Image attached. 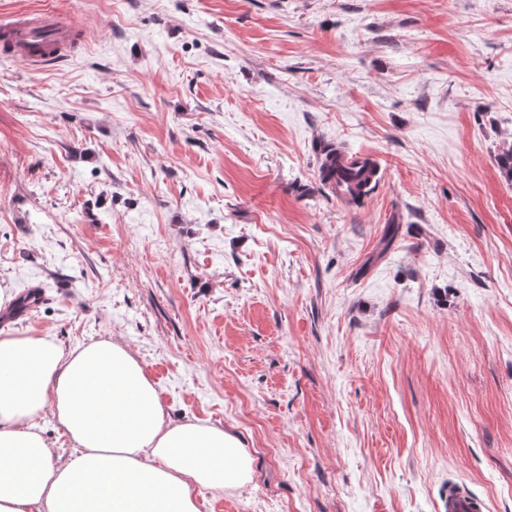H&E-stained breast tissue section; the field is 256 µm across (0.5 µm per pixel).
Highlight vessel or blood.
Returning <instances> with one entry per match:
<instances>
[{
  "label": "vessel or blood",
  "instance_id": "1",
  "mask_svg": "<svg viewBox=\"0 0 512 512\" xmlns=\"http://www.w3.org/2000/svg\"><path fill=\"white\" fill-rule=\"evenodd\" d=\"M75 44L72 27L51 11L22 13L0 24V49L32 66L67 56Z\"/></svg>",
  "mask_w": 512,
  "mask_h": 512
}]
</instances>
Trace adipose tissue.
<instances>
[{
    "instance_id": "1",
    "label": "adipose tissue",
    "mask_w": 512,
    "mask_h": 512,
    "mask_svg": "<svg viewBox=\"0 0 512 512\" xmlns=\"http://www.w3.org/2000/svg\"><path fill=\"white\" fill-rule=\"evenodd\" d=\"M46 413L74 444L65 461L38 423ZM252 472L235 434L170 419L122 342L67 351L0 334V512H199L195 487L221 493Z\"/></svg>"
}]
</instances>
